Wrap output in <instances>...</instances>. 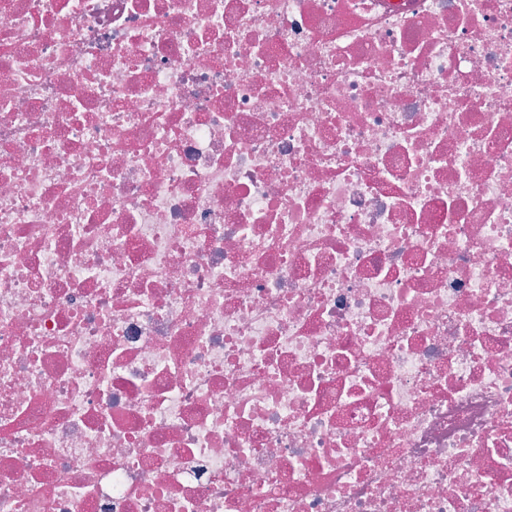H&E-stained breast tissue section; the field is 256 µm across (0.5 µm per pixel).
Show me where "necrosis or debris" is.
Returning <instances> with one entry per match:
<instances>
[{
    "label": "necrosis or debris",
    "mask_w": 512,
    "mask_h": 512,
    "mask_svg": "<svg viewBox=\"0 0 512 512\" xmlns=\"http://www.w3.org/2000/svg\"><path fill=\"white\" fill-rule=\"evenodd\" d=\"M0 512H512V0H0Z\"/></svg>",
    "instance_id": "necrosis-or-debris-1"
}]
</instances>
